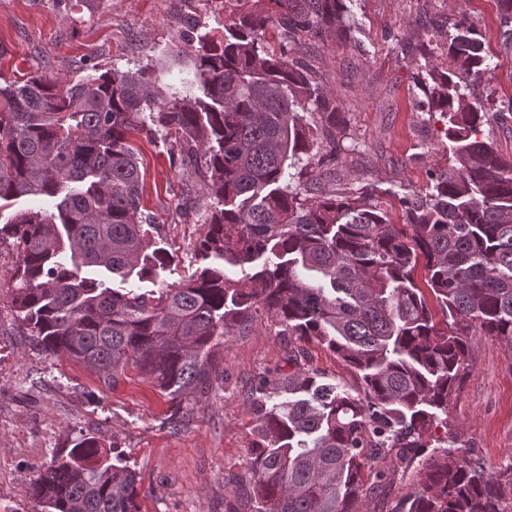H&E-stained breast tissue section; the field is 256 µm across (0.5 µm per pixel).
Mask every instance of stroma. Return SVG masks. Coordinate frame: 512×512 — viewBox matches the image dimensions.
Listing matches in <instances>:
<instances>
[{
	"instance_id": "1",
	"label": "stroma",
	"mask_w": 512,
	"mask_h": 512,
	"mask_svg": "<svg viewBox=\"0 0 512 512\" xmlns=\"http://www.w3.org/2000/svg\"><path fill=\"white\" fill-rule=\"evenodd\" d=\"M351 39L327 33L312 40L310 62L340 102L348 137L335 172L320 169L323 193L343 184L370 194L392 223L406 193L426 191L446 164L444 120L422 111L427 65H445L443 45H428L418 21L459 17L479 29L498 67L475 85L479 98H512V48L497 32V0H348ZM230 0H0V75L42 74L73 84L93 72L161 70L164 96L192 79L183 22L200 40L222 32ZM143 174V205L155 240L172 257L157 280L110 279L111 287L173 284L203 264L196 242L201 213L181 209L185 176L170 163L180 148L174 131L137 128L129 135ZM278 326L259 319L248 335L220 343L217 375L183 400L187 416L173 425V401L149 380L130 374L114 388L62 355L24 336L0 287V512H44L30 492L43 467L85 433L98 434L110 459L136 472L140 512H224V476L239 470L257 443L250 389L285 356ZM449 411L463 453L489 470L512 465V346L476 333ZM391 481L366 499L363 512H393L416 485L415 471L386 463Z\"/></svg>"
}]
</instances>
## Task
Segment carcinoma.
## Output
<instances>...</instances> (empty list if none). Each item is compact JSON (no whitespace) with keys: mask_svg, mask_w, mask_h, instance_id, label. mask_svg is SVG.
<instances>
[{"mask_svg":"<svg viewBox=\"0 0 512 512\" xmlns=\"http://www.w3.org/2000/svg\"><path fill=\"white\" fill-rule=\"evenodd\" d=\"M224 35L194 48L201 95L159 97V73H101L62 88L45 75L0 85V200L34 197L0 222L11 308L24 334L115 388L129 369L177 399L209 384L219 340L276 321L290 370L258 381V445L224 475V512H361L390 459L419 474L394 512H512V466L490 471L454 449L448 403L481 331L512 345V159L482 127L472 86L491 70L483 35L459 18L421 22L445 40L427 111L446 120L447 167L389 222L353 188L324 195L308 168L336 166L344 127L309 61L308 37L348 36L345 0H232ZM512 46V0H498ZM279 45L264 41L267 28ZM149 113L181 134L182 205L213 200L197 249L207 265L177 284L111 288L83 271L157 275L170 255L144 226L145 186L127 134ZM325 145L317 156L314 149ZM242 272L230 278L224 266ZM423 266L426 288L414 278ZM358 374L362 393L323 382L306 344ZM443 434H437L438 430ZM46 512H138L136 475L94 433L30 487Z\"/></svg>","mask_w":512,"mask_h":512,"instance_id":"cac0c4a2","label":"carcinoma"}]
</instances>
